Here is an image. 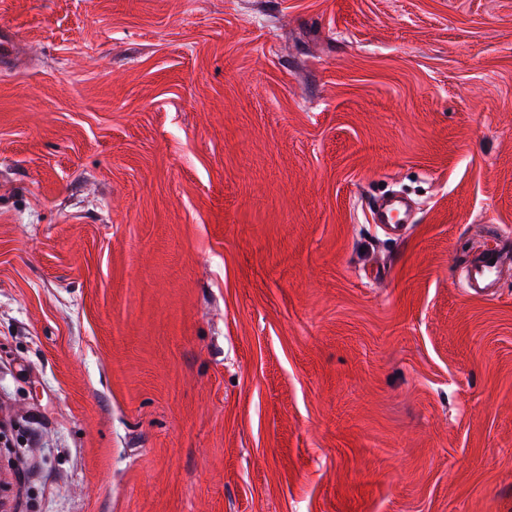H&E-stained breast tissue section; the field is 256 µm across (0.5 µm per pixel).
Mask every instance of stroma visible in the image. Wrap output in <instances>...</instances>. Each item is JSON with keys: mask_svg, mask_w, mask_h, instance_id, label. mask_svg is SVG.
Returning <instances> with one entry per match:
<instances>
[{"mask_svg": "<svg viewBox=\"0 0 512 512\" xmlns=\"http://www.w3.org/2000/svg\"><path fill=\"white\" fill-rule=\"evenodd\" d=\"M9 512H512V0H0ZM415 212L388 236L369 209ZM505 260L511 265V250L506 245H496L495 247L482 250L467 271L466 278L468 284L479 286L492 275H496Z\"/></svg>", "mask_w": 512, "mask_h": 512, "instance_id": "obj_1", "label": "stroma"}]
</instances>
